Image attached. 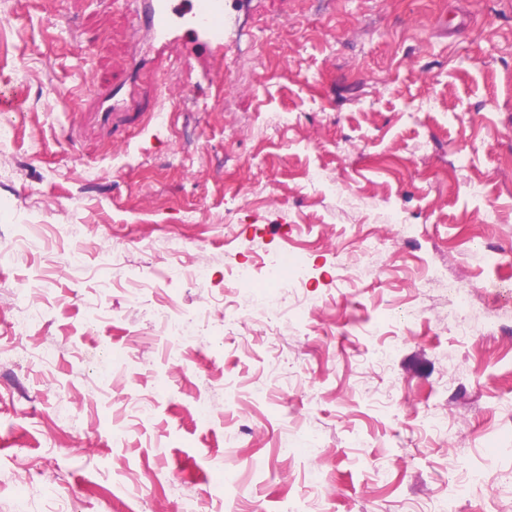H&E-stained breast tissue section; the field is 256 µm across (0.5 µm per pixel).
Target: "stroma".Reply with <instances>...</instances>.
Instances as JSON below:
<instances>
[{
    "label": "stroma",
    "instance_id": "stroma-1",
    "mask_svg": "<svg viewBox=\"0 0 512 512\" xmlns=\"http://www.w3.org/2000/svg\"><path fill=\"white\" fill-rule=\"evenodd\" d=\"M135 11L0 0V512H512V0H227L160 76ZM288 249L278 322L225 329ZM262 268L267 278L274 279L288 287L290 282L297 284L303 278V263L298 256L289 259L282 257L275 263L264 264Z\"/></svg>",
    "mask_w": 512,
    "mask_h": 512
}]
</instances>
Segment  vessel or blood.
<instances>
[{"label": "vessel or blood", "instance_id": "vessel-or-blood-1", "mask_svg": "<svg viewBox=\"0 0 512 512\" xmlns=\"http://www.w3.org/2000/svg\"><path fill=\"white\" fill-rule=\"evenodd\" d=\"M142 0L137 24L148 27L160 44L177 42L185 57L200 58L224 50V0Z\"/></svg>", "mask_w": 512, "mask_h": 512}]
</instances>
